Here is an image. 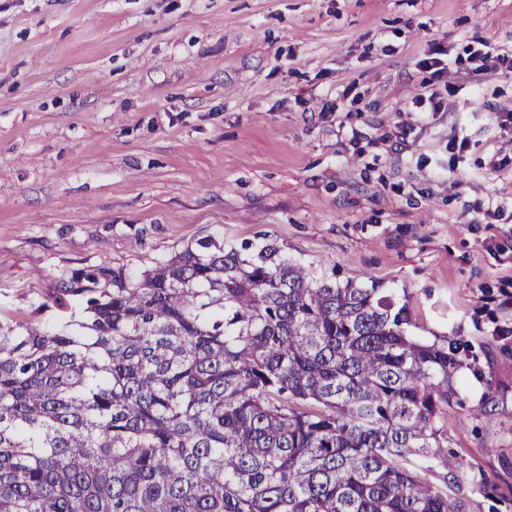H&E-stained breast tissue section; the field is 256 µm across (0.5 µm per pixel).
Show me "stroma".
<instances>
[{
    "instance_id": "obj_1",
    "label": "stroma",
    "mask_w": 512,
    "mask_h": 512,
    "mask_svg": "<svg viewBox=\"0 0 512 512\" xmlns=\"http://www.w3.org/2000/svg\"><path fill=\"white\" fill-rule=\"evenodd\" d=\"M481 40L512 59V0H0V313L207 235L373 278L469 341L448 449L492 482L470 512H512V71L460 65Z\"/></svg>"
}]
</instances>
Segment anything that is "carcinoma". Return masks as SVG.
I'll return each mask as SVG.
<instances>
[{
    "label": "carcinoma",
    "instance_id": "obj_1",
    "mask_svg": "<svg viewBox=\"0 0 512 512\" xmlns=\"http://www.w3.org/2000/svg\"><path fill=\"white\" fill-rule=\"evenodd\" d=\"M0 320V512H470L448 454L466 340L266 239L59 279Z\"/></svg>",
    "mask_w": 512,
    "mask_h": 512
}]
</instances>
